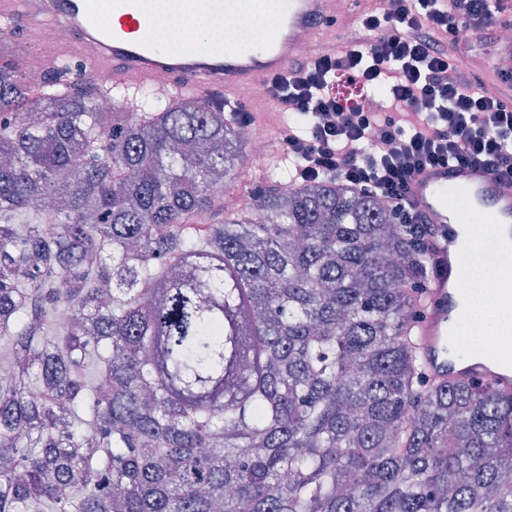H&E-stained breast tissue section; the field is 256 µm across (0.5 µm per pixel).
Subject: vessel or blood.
Returning a JSON list of instances; mask_svg holds the SVG:
<instances>
[{
	"label": "vessel or blood",
	"instance_id": "vessel-or-blood-1",
	"mask_svg": "<svg viewBox=\"0 0 512 512\" xmlns=\"http://www.w3.org/2000/svg\"><path fill=\"white\" fill-rule=\"evenodd\" d=\"M263 6L281 18L273 40L251 47L218 45L207 56L158 47L142 0H112L107 14L99 0H0V18L21 19L44 44L53 39L52 24L65 25L70 40L47 55V64L66 55L80 60L87 78L103 69L116 84L135 81L172 95L193 91L209 97L284 74L305 36H318L335 10L334 0H263ZM409 201L434 226L431 279L420 297L417 324L426 376L438 383L482 382L512 392V357L492 359L451 344L456 329L467 323L461 287L467 269L453 241L455 228L479 214L494 225L497 240L512 242V181L468 166L430 168L411 182Z\"/></svg>",
	"mask_w": 512,
	"mask_h": 512
}]
</instances>
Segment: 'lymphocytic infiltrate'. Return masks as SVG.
Here are the masks:
<instances>
[{
  "instance_id": "lymphocytic-infiltrate-1",
  "label": "lymphocytic infiltrate",
  "mask_w": 512,
  "mask_h": 512,
  "mask_svg": "<svg viewBox=\"0 0 512 512\" xmlns=\"http://www.w3.org/2000/svg\"><path fill=\"white\" fill-rule=\"evenodd\" d=\"M341 48L296 58L287 75L267 79L268 94L306 118L285 125L280 149L297 179L340 180L378 196L411 232L431 224L408 200L415 175L429 166L472 165L512 179V27L503 0H398L392 11L346 20ZM480 36L485 58L500 60L493 80L474 66L444 74L469 52L461 29ZM351 74L386 86L384 117L343 107L327 87Z\"/></svg>"
}]
</instances>
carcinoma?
I'll return each mask as SVG.
<instances>
[{"instance_id":"1","label":"carcinoma","mask_w":512,"mask_h":512,"mask_svg":"<svg viewBox=\"0 0 512 512\" xmlns=\"http://www.w3.org/2000/svg\"><path fill=\"white\" fill-rule=\"evenodd\" d=\"M70 71L0 54V512H512V394L424 378L378 198L273 173L199 224L244 128Z\"/></svg>"}]
</instances>
